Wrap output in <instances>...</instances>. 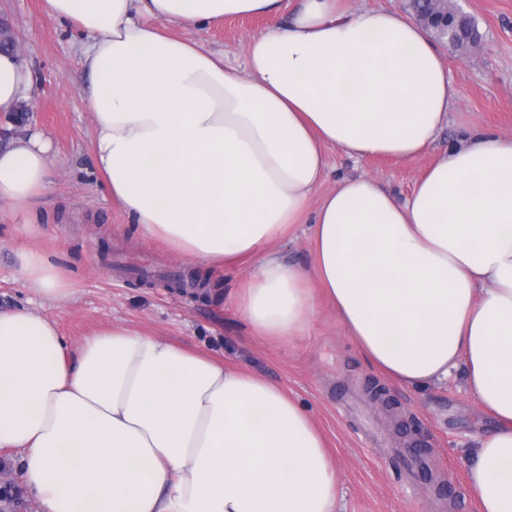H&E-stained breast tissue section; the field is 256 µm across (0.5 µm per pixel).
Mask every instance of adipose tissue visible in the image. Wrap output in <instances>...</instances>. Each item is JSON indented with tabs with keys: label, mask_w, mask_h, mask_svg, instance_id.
I'll use <instances>...</instances> for the list:
<instances>
[{
	"label": "adipose tissue",
	"mask_w": 512,
	"mask_h": 512,
	"mask_svg": "<svg viewBox=\"0 0 512 512\" xmlns=\"http://www.w3.org/2000/svg\"><path fill=\"white\" fill-rule=\"evenodd\" d=\"M89 42L81 63L92 150L113 201L143 240L208 269H253L227 296L254 336L306 334L325 297L362 355L422 391L462 373L496 428L468 451L479 512H512V137L474 132L399 197L343 177L308 201L327 148L355 159L422 156L460 101L428 33L400 11L346 0H46ZM270 16L248 72L174 35ZM31 69L0 52V112L28 99ZM52 143L0 147V202L19 230L48 219ZM307 229L310 270L270 245ZM28 291L63 302L64 269L26 249ZM38 512H336L325 439L281 386L209 354L113 326L71 353L56 323L0 310V450Z\"/></svg>",
	"instance_id": "obj_1"
}]
</instances>
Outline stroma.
Returning <instances> with one entry per match:
<instances>
[{
  "label": "stroma",
  "mask_w": 512,
  "mask_h": 512,
  "mask_svg": "<svg viewBox=\"0 0 512 512\" xmlns=\"http://www.w3.org/2000/svg\"><path fill=\"white\" fill-rule=\"evenodd\" d=\"M452 2L476 19L483 41L476 51L439 47L461 102L432 148L405 163L356 160L328 148L330 169L322 190L338 178L363 175L404 196L436 156L471 131L512 136V0ZM0 20L12 28L34 75L19 111L0 115V145L36 129L54 144L52 224L22 235L16 230L20 210L0 205V308L31 305L55 321L74 351L99 329L125 326L225 359L282 386L311 410L326 438L342 488L339 512H478L465 450L494 422L476 407L461 376L420 392L396 386L360 353L322 298L307 335L281 344L252 336L211 294L173 292L171 278L193 273L194 265L164 244L142 241L95 172L93 114L81 79L85 36L49 15L45 0H0ZM270 24L266 17H231L179 34L223 53L226 67L242 73L246 43ZM23 248L64 260L73 288L69 301L32 300L18 271L16 254ZM373 384L387 391L390 407L371 400L367 388ZM401 419L428 448L434 478L450 484V499H439L431 480L410 484L395 454L408 446L396 426Z\"/></svg>",
  "instance_id": "stroma-1"
}]
</instances>
